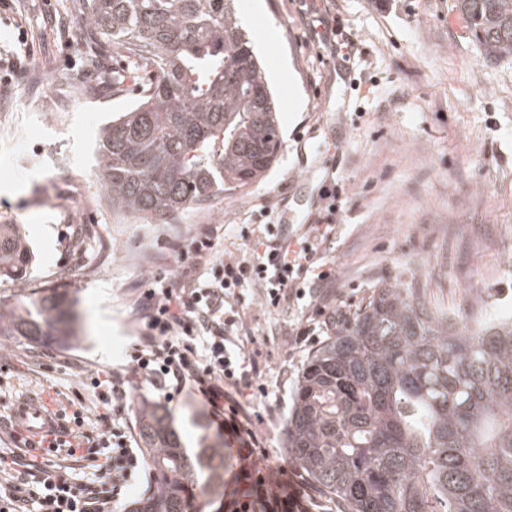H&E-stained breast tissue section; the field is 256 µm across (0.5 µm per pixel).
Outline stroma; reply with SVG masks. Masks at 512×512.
<instances>
[{
  "label": "stroma",
  "instance_id": "35a3bbf8",
  "mask_svg": "<svg viewBox=\"0 0 512 512\" xmlns=\"http://www.w3.org/2000/svg\"><path fill=\"white\" fill-rule=\"evenodd\" d=\"M85 6L12 0L0 9V47L35 57L28 78L0 99V224L21 225L32 253L26 273L0 278V300L57 289L76 299L83 328L65 348L0 337V455L18 472L36 477L50 462L75 480L88 476L66 449L46 458L7 425L30 394H49L64 423L81 412L93 440L103 432L100 414L110 413L109 425L140 449L136 408L159 394L139 383L114 411L95 380L127 376L144 329L139 301L177 274L176 244L211 228L219 251L246 253L238 225L268 223L272 210L314 223L317 187L333 179L343 194L325 260L345 312L408 266L433 303L467 318L479 307L512 318V56L486 57L455 0H387L383 10L375 0H239L274 93L281 157L263 179L161 226L104 202L99 131L137 101L145 76L103 91L104 74L120 61L89 57L79 45ZM335 18L337 35L325 27ZM55 154L70 166L51 174L43 162ZM244 321L264 387L250 400L252 425L269 463L285 465L284 429L312 349L289 348L287 311L257 303ZM166 408L185 447H195L202 422L211 441L223 442L190 391Z\"/></svg>",
  "mask_w": 512,
  "mask_h": 512
}]
</instances>
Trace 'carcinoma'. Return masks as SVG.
Masks as SVG:
<instances>
[{"instance_id":"cac0c4a2","label":"carcinoma","mask_w":512,"mask_h":512,"mask_svg":"<svg viewBox=\"0 0 512 512\" xmlns=\"http://www.w3.org/2000/svg\"><path fill=\"white\" fill-rule=\"evenodd\" d=\"M488 57L512 55V0H456ZM238 0H87L78 37L92 54L143 61L137 102L102 132L96 176L112 208L157 224L279 160L278 115ZM30 251L0 224V277ZM77 314L50 288L0 302V336L63 347ZM136 424L150 495L129 512H197L224 498V450L188 453L160 404ZM288 457L340 512H512V322L472 326L431 307L416 275L373 286L309 357L285 427Z\"/></svg>"}]
</instances>
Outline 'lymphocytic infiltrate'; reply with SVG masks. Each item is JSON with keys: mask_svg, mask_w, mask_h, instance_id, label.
<instances>
[{"mask_svg": "<svg viewBox=\"0 0 512 512\" xmlns=\"http://www.w3.org/2000/svg\"><path fill=\"white\" fill-rule=\"evenodd\" d=\"M338 195V188L325 190L326 205L316 222L292 238L286 225L276 222L264 224L258 238L241 227V238L256 246L246 257L218 255L211 231L191 236L177 248L181 274L148 290L139 305L145 333L135 345L131 372L163 397L189 388L210 407L219 431L236 446V480H251L256 491L235 499L234 512H270L273 504L300 496L296 470L269 465L258 450L246 392L260 368L236 340L243 325L240 311L253 300L277 308L310 299L311 313L294 318L288 330L299 344L315 342L317 332L343 322L344 311L325 291L334 281L324 253L335 235ZM83 423L81 414H74L72 426L49 446L80 454L93 468V482L56 470L32 484L0 480V512H110L138 458L122 436L82 442Z\"/></svg>", "mask_w": 512, "mask_h": 512, "instance_id": "obj_1", "label": "lymphocytic infiltrate"}]
</instances>
